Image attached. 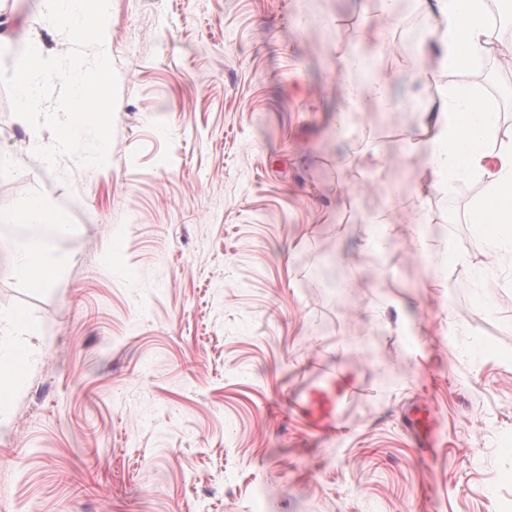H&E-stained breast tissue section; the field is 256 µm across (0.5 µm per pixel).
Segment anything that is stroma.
Wrapping results in <instances>:
<instances>
[{"mask_svg": "<svg viewBox=\"0 0 512 512\" xmlns=\"http://www.w3.org/2000/svg\"><path fill=\"white\" fill-rule=\"evenodd\" d=\"M112 0L118 103L108 161L49 168L0 89V209L43 195L72 226L66 266L27 287L0 224V310L41 325L0 415V512H512V261L488 260L458 182L424 203L401 142L437 85L344 107L336 59L405 71L433 44L414 0ZM0 0V33L38 29ZM391 224L375 254L365 221ZM467 262L449 264V250ZM320 361L361 384L341 434L289 414ZM435 418L425 448L403 418Z\"/></svg>", "mask_w": 512, "mask_h": 512, "instance_id": "obj_1", "label": "stroma"}]
</instances>
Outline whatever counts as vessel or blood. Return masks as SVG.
Listing matches in <instances>:
<instances>
[{
  "label": "vessel or blood",
  "instance_id": "vessel-or-blood-1",
  "mask_svg": "<svg viewBox=\"0 0 512 512\" xmlns=\"http://www.w3.org/2000/svg\"><path fill=\"white\" fill-rule=\"evenodd\" d=\"M354 390L351 378L329 376L324 385L309 389L294 404L293 410L313 432H330L341 420L344 404Z\"/></svg>",
  "mask_w": 512,
  "mask_h": 512
}]
</instances>
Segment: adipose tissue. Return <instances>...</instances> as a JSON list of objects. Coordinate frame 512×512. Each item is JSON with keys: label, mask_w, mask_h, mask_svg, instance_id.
Wrapping results in <instances>:
<instances>
[{"label": "adipose tissue", "mask_w": 512, "mask_h": 512, "mask_svg": "<svg viewBox=\"0 0 512 512\" xmlns=\"http://www.w3.org/2000/svg\"><path fill=\"white\" fill-rule=\"evenodd\" d=\"M430 21L438 52L427 68L414 65L409 77L415 83H431L445 72L470 68L489 50L512 60V41L498 38L488 21L487 0H417ZM359 54L341 59L336 78L343 82L348 110H360L366 100L385 102L391 83L399 74L367 73L363 82L350 83L349 71L362 66ZM422 132L410 134L404 151L421 156L424 178L410 199L417 223H425L423 202L430 195L450 189L465 178L483 182L484 191L471 207L469 220L483 235L490 254H512V138H496L498 115L488 109L468 85L447 86L432 107L423 111ZM49 224L65 233L63 215L40 196L31 197L16 210H0V224ZM15 269L32 288H46L64 270L51 240L28 238L15 249ZM27 346L0 341V414L10 410L14 395L26 384L31 367Z\"/></svg>", "instance_id": "ef3b65f1"}]
</instances>
